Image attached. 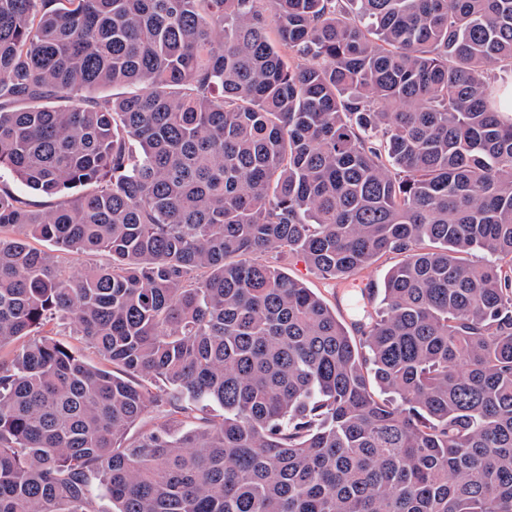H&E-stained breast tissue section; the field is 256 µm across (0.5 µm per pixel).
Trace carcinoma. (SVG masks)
Returning <instances> with one entry per match:
<instances>
[{
    "label": "carcinoma",
    "instance_id": "obj_1",
    "mask_svg": "<svg viewBox=\"0 0 512 512\" xmlns=\"http://www.w3.org/2000/svg\"><path fill=\"white\" fill-rule=\"evenodd\" d=\"M509 90L512 0H0V512H512ZM387 254L364 357L283 265ZM35 245L38 248H41L53 255L57 262L58 268L66 273H77L86 264L89 263H106L108 261V257L105 255V253L94 256H86L72 252L58 251L55 247H51L44 242H36ZM56 331V338L67 343L72 350L84 360L99 366H108V364L97 355L94 349L86 345L78 336H70L69 329L61 326L58 327Z\"/></svg>",
    "mask_w": 512,
    "mask_h": 512
}]
</instances>
